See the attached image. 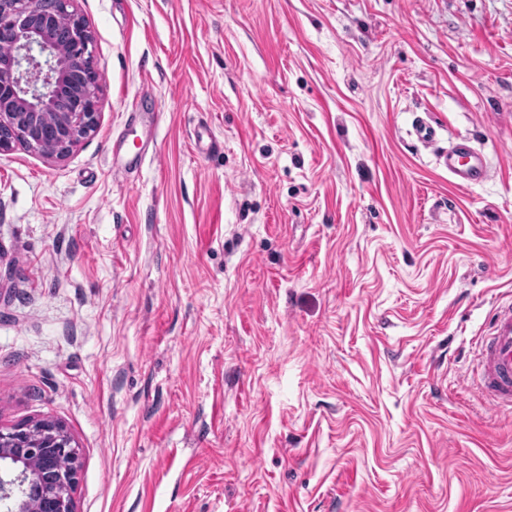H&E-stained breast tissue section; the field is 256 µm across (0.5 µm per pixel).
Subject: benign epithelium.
Instances as JSON below:
<instances>
[{
    "label": "benign epithelium",
    "mask_w": 512,
    "mask_h": 512,
    "mask_svg": "<svg viewBox=\"0 0 512 512\" xmlns=\"http://www.w3.org/2000/svg\"><path fill=\"white\" fill-rule=\"evenodd\" d=\"M75 0H0V154L62 159L98 124L102 76ZM77 446L55 420L0 426V509L78 512Z\"/></svg>",
    "instance_id": "7a95c632"
}]
</instances>
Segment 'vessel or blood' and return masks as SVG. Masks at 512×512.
Here are the masks:
<instances>
[{
  "mask_svg": "<svg viewBox=\"0 0 512 512\" xmlns=\"http://www.w3.org/2000/svg\"><path fill=\"white\" fill-rule=\"evenodd\" d=\"M440 162L460 186L487 181L492 175L483 156L464 143L441 155ZM471 385L495 409L512 411V303L495 310L480 340Z\"/></svg>",
  "mask_w": 512,
  "mask_h": 512,
  "instance_id": "obj_1",
  "label": "vessel or blood"
}]
</instances>
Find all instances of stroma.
Instances as JSON below:
<instances>
[{
  "instance_id": "obj_1",
  "label": "stroma",
  "mask_w": 512,
  "mask_h": 512,
  "mask_svg": "<svg viewBox=\"0 0 512 512\" xmlns=\"http://www.w3.org/2000/svg\"><path fill=\"white\" fill-rule=\"evenodd\" d=\"M75 5L97 128L0 155V425L66 427L78 512H512L463 379L512 298V0ZM439 161L459 186L487 181L493 172L483 156L465 143L453 146L440 156Z\"/></svg>"
}]
</instances>
